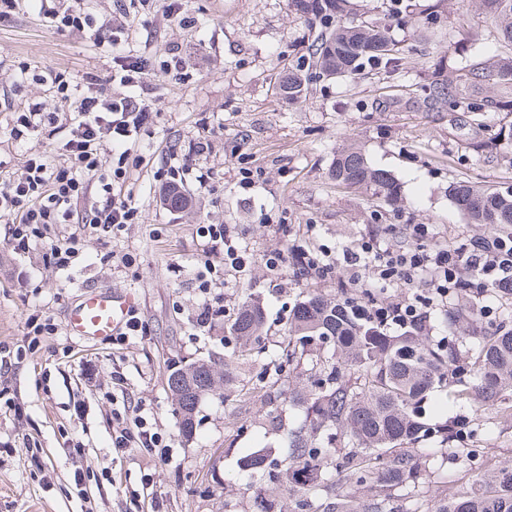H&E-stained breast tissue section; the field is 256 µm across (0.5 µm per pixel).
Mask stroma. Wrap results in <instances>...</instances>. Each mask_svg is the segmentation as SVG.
Listing matches in <instances>:
<instances>
[{
  "mask_svg": "<svg viewBox=\"0 0 512 512\" xmlns=\"http://www.w3.org/2000/svg\"><path fill=\"white\" fill-rule=\"evenodd\" d=\"M83 2L97 20L124 23L132 55L160 61L178 50L185 73L159 72L146 86L157 115L128 168L137 207L132 224L107 236L86 230L65 274L44 266L40 253H13L0 222V343L22 344L25 314L35 306L56 326L8 375L7 396L18 407L0 408V512H127L123 486L139 485L144 457L112 451L116 377L125 398L141 405L170 445L167 461L154 470L163 512H247L239 460L264 448L281 452V435L256 425L236 430L222 397L207 395L192 436L184 437L167 386L173 364L228 351L223 319L193 327L194 278L209 250L201 225L235 226L250 254L246 267L225 268L223 284L211 290L225 316L245 294H255L270 336H281L296 302L310 291L339 294L348 271L339 264L331 281L305 279L288 263L268 270L265 254L296 242L339 258L371 236L401 245L404 224L429 225L433 242L444 247L468 243L481 229L466 222L448 186L459 179L512 186V113L441 111L415 98L410 87L435 47L422 30L391 15L390 0L353 3L363 19H387L404 49L401 75L387 79L368 68L316 79L297 102L280 95L278 78L307 66L318 30L291 0H182L195 20L191 28L167 19L160 0L126 16L115 13L113 0ZM443 11L444 48L457 65L512 56L497 23L469 0H446ZM24 68L61 70L81 85L92 76L116 97L129 92L112 79L111 54L88 35L50 27L33 11L1 17L0 179L20 175L28 146L59 155L57 139L38 134L26 145L9 135L12 110L57 105L49 86L21 79ZM350 144L361 147L371 167L394 176L401 200L388 204L331 179L337 152ZM174 160L190 166L184 192L193 208L181 213L162 205L157 179ZM87 285L135 292L148 338L120 347L71 336L67 311ZM448 414L475 427L476 467L512 463V419L475 401L449 404ZM28 442L36 456L25 454ZM112 475L121 484L110 485Z\"/></svg>",
  "mask_w": 512,
  "mask_h": 512,
  "instance_id": "stroma-1",
  "label": "stroma"
}]
</instances>
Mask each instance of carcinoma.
<instances>
[{"label": "carcinoma", "instance_id": "cac0c4a2", "mask_svg": "<svg viewBox=\"0 0 512 512\" xmlns=\"http://www.w3.org/2000/svg\"><path fill=\"white\" fill-rule=\"evenodd\" d=\"M297 13L321 33L311 44V63L281 81L285 96L301 99L315 78L354 75L377 66L387 78L402 72V48L381 20L352 19L351 0H292ZM437 0L429 12L405 15L428 27L441 15ZM478 11L492 16L512 43V0H475ZM424 100L437 108L481 112L488 105L512 110V57L492 64L460 68L435 64L419 85ZM332 176L347 188L365 189L384 201L398 198L399 186L385 170L371 167L361 150L350 146L336 157ZM448 195L467 223L488 226L512 237V193L489 191L470 181L449 185ZM358 306L342 298L310 293L288 314L284 346L269 347L265 312L245 298L226 332L234 341L224 363L195 369L194 386L169 374L168 387L183 418L180 430L193 434L203 396L238 385L237 407L276 431L282 428L278 400L303 410L304 419L285 433L281 458L254 454L241 469L254 491L250 512H512V464L473 474L469 487L450 493L438 457L467 462L471 426L458 420L428 423L424 405L433 391L445 393L437 404L477 400L499 412L512 400V326L497 325L467 351L470 368L462 375L455 346L433 344L426 327L412 323L394 334L372 311L374 295ZM482 313L462 307L447 310L448 331L467 323L475 333Z\"/></svg>", "mask_w": 512, "mask_h": 512}]
</instances>
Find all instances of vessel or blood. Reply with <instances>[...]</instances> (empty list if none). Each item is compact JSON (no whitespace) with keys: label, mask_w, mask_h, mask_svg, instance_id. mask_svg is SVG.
<instances>
[{"label":"vessel or blood","mask_w":512,"mask_h":512,"mask_svg":"<svg viewBox=\"0 0 512 512\" xmlns=\"http://www.w3.org/2000/svg\"><path fill=\"white\" fill-rule=\"evenodd\" d=\"M136 309L133 295L93 287L85 290L70 308L67 329L71 335L82 339L104 342L123 331Z\"/></svg>","instance_id":"b4317fda"}]
</instances>
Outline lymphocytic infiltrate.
<instances>
[{
  "mask_svg": "<svg viewBox=\"0 0 512 512\" xmlns=\"http://www.w3.org/2000/svg\"><path fill=\"white\" fill-rule=\"evenodd\" d=\"M30 8L49 19L58 29L91 31L94 42L102 48H111L120 38L112 26L97 25L86 8L68 5L66 0H25ZM147 61L120 62V80L132 87V94L112 98L104 91L82 92L72 85L61 71L50 70L37 75V82L50 85L59 103L67 108V117L32 103L14 112L11 121L12 139L23 141L34 134L60 136V154L65 161L54 164L37 149H29L20 176L0 181V214L8 216L5 238L12 251L28 254L42 250L43 259L55 270L69 269L79 252L80 239L70 234L66 239L50 241L52 227L73 223L78 214L77 204L87 195L91 181H98V198L85 217V223L103 232L122 230L131 223L136 209L131 200L112 192L114 182L125 178L126 164L131 156L126 146L136 140L153 119L151 101L136 94L151 75ZM111 144L119 155L110 175H101L102 146ZM411 247H392L371 237L354 250L344 253L350 271L348 285L360 290L367 275L398 281L408 286H421V294L413 300L400 301L393 307L379 308L378 313L392 324L407 321H429L431 310L438 301H446L449 292L459 282L463 269L480 273L487 283L512 274V245L494 249H480L465 255L448 250L424 247L429 236L425 224L406 227ZM290 258L296 269L308 279L332 277L336 262L330 252L312 251L304 246L292 247L289 255L276 252L267 256L266 266L277 268L283 258ZM162 436L154 431L138 405H126L112 414V446L115 452H126L140 447L147 451L164 447Z\"/></svg>",
  "mask_w": 512,
  "mask_h": 512,
  "instance_id": "obj_1",
  "label": "lymphocytic infiltrate"
}]
</instances>
